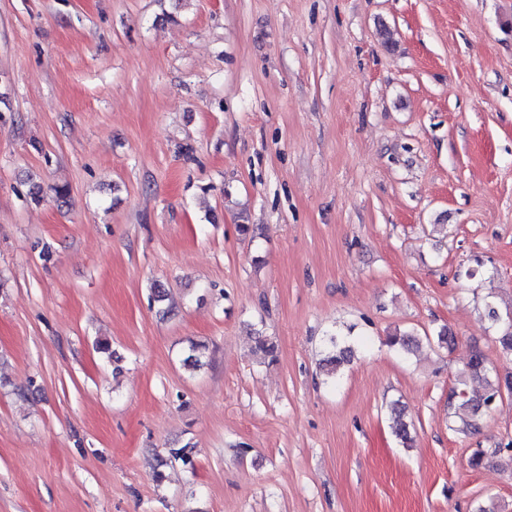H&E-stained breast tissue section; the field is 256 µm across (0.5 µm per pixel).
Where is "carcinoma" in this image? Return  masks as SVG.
Listing matches in <instances>:
<instances>
[{
  "instance_id": "carcinoma-1",
  "label": "carcinoma",
  "mask_w": 512,
  "mask_h": 512,
  "mask_svg": "<svg viewBox=\"0 0 512 512\" xmlns=\"http://www.w3.org/2000/svg\"><path fill=\"white\" fill-rule=\"evenodd\" d=\"M485 312L492 325L499 332L497 342L502 353L512 355V325L501 317L496 305L492 301L485 302ZM390 343L399 347L405 353H411L420 345V338L411 334H394L390 336ZM325 356L322 362V368L328 379L334 381L339 376L343 365L350 361L351 349L342 345L341 341L334 335L327 337L324 345ZM255 353L263 360H274L275 345L264 336L255 337ZM478 380L482 383L483 392L478 397H473L468 391V382ZM512 378L505 377L500 379L498 374L494 373L489 364L480 352H475L461 371L458 379V392L454 400L449 402V407L453 415L458 418V430L463 433H472L478 429L479 421L489 411L493 409L498 400L502 399V386L509 385ZM392 432L404 445L412 442L410 425L404 420L401 410L392 407ZM494 454L503 452H512V442L503 447H498L490 451ZM489 451L483 448H477L472 451L469 457V464L473 468L482 465L484 458Z\"/></svg>"
}]
</instances>
